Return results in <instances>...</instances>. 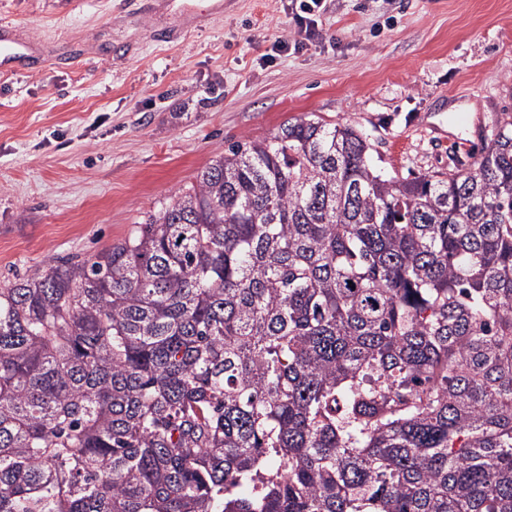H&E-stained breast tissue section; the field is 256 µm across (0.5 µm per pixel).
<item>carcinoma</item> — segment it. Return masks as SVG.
Listing matches in <instances>:
<instances>
[{"label": "carcinoma", "mask_w": 512, "mask_h": 512, "mask_svg": "<svg viewBox=\"0 0 512 512\" xmlns=\"http://www.w3.org/2000/svg\"><path fill=\"white\" fill-rule=\"evenodd\" d=\"M371 151L301 116L0 286V512H512V113Z\"/></svg>", "instance_id": "cac0c4a2"}]
</instances>
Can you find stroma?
Here are the masks:
<instances>
[{"label": "stroma", "mask_w": 512, "mask_h": 512, "mask_svg": "<svg viewBox=\"0 0 512 512\" xmlns=\"http://www.w3.org/2000/svg\"><path fill=\"white\" fill-rule=\"evenodd\" d=\"M289 2L186 22L165 0H0V25L50 61L0 69V285L124 240L231 145L299 116L357 127L405 178L471 165L512 112V0H325L319 37L276 56Z\"/></svg>", "instance_id": "obj_1"}]
</instances>
